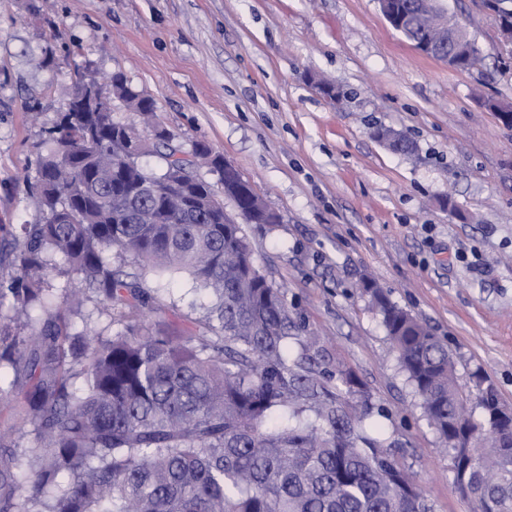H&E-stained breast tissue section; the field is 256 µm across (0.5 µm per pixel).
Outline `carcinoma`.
I'll list each match as a JSON object with an SVG mask.
<instances>
[{"mask_svg":"<svg viewBox=\"0 0 512 512\" xmlns=\"http://www.w3.org/2000/svg\"><path fill=\"white\" fill-rule=\"evenodd\" d=\"M459 36L470 33L452 13L448 42ZM111 83L152 119L153 99L120 74ZM86 85L76 80L29 185L43 219L0 226L12 255L8 281L0 273V367L27 372L15 412L34 432L29 446L0 442V512H433L393 452L404 443L390 412L268 281L243 225L155 210L112 181L115 166L129 182L149 171L112 152L126 123L110 102L79 107ZM147 152L167 169L178 149L164 128ZM212 153L200 141L182 162L197 188V162ZM54 270L85 287L57 295ZM148 271L185 273L207 294L191 335L143 323ZM88 290L114 317L112 335L59 314L33 326L34 308L78 309ZM365 291L442 443L467 425L477 433L482 463L457 487L470 512H512V428L468 423L448 344L376 284Z\"/></svg>","mask_w":512,"mask_h":512,"instance_id":"carcinoma-1","label":"carcinoma"}]
</instances>
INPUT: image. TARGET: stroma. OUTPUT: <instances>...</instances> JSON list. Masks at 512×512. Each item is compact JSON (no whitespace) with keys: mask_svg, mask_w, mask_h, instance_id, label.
Wrapping results in <instances>:
<instances>
[{"mask_svg":"<svg viewBox=\"0 0 512 512\" xmlns=\"http://www.w3.org/2000/svg\"><path fill=\"white\" fill-rule=\"evenodd\" d=\"M445 3L480 51L465 71L415 49L377 0H0V224L42 218L28 182L66 87L124 74L184 152L208 142L280 215L246 227L257 264L388 408L434 512H469L362 290L376 281L445 341L464 390L481 380L512 406V126L486 106L512 102V49L471 0ZM145 280L164 304L145 321L187 327L203 294Z\"/></svg>","mask_w":512,"mask_h":512,"instance_id":"stroma-1","label":"stroma"}]
</instances>
